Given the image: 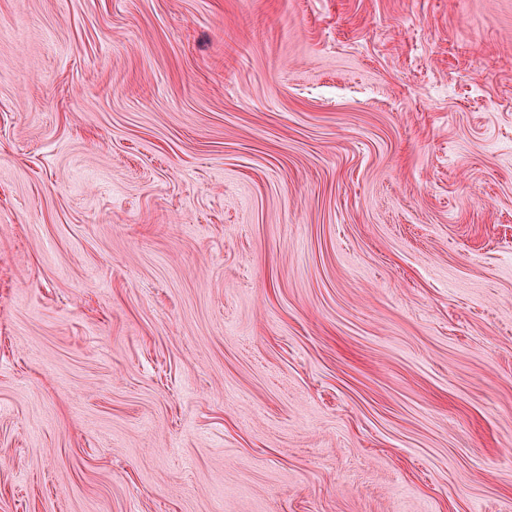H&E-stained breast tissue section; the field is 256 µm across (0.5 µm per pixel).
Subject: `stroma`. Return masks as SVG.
I'll return each mask as SVG.
<instances>
[{"label": "stroma", "mask_w": 512, "mask_h": 512, "mask_svg": "<svg viewBox=\"0 0 512 512\" xmlns=\"http://www.w3.org/2000/svg\"><path fill=\"white\" fill-rule=\"evenodd\" d=\"M0 512H512V0H0Z\"/></svg>", "instance_id": "35a3bbf8"}]
</instances>
